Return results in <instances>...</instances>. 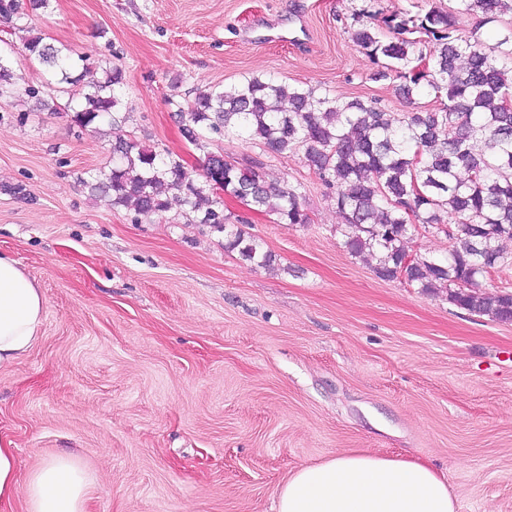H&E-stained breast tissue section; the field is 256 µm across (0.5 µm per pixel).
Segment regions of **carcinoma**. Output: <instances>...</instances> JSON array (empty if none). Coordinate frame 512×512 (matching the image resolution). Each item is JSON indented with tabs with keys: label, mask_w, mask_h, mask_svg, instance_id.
Returning <instances> with one entry per match:
<instances>
[{
	"label": "carcinoma",
	"mask_w": 512,
	"mask_h": 512,
	"mask_svg": "<svg viewBox=\"0 0 512 512\" xmlns=\"http://www.w3.org/2000/svg\"><path fill=\"white\" fill-rule=\"evenodd\" d=\"M52 0H0V22L14 23L48 11ZM457 7L434 6L410 16L394 11L382 24L354 29L352 40L378 65L375 78L393 72L403 80V98L425 88L445 93L447 103L431 112H390L376 99L317 97L310 90L272 77L252 76L226 91L219 85L198 91L187 106L177 105L183 136L204 151L202 174L183 159L162 155L131 138L125 123L123 71L102 66L101 77L83 83L90 57L62 53L41 35L25 39L29 55L48 67L60 83L76 87L65 104L71 124L87 129L106 121L112 127V167L90 184L112 197V206L131 208L135 219L175 207L192 221L224 234V249L259 267L272 253L231 222L220 199L202 207L217 182L224 193L278 216L280 223H311L300 186L270 184L262 164L231 162L207 150L206 133L242 136L268 154L300 149L343 218L336 226L352 256L376 259L384 280L402 279L470 314L512 322V292L488 291L482 280L512 264V26L495 43L460 28L458 15L481 17L488 25L512 16V0H455ZM424 36L427 51L412 56ZM448 238V256L434 258L410 248L419 230Z\"/></svg>",
	"instance_id": "obj_1"
}]
</instances>
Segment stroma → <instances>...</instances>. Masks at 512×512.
Segmentation results:
<instances>
[{"mask_svg":"<svg viewBox=\"0 0 512 512\" xmlns=\"http://www.w3.org/2000/svg\"><path fill=\"white\" fill-rule=\"evenodd\" d=\"M449 0H53L52 44L125 76L132 138L199 165L171 100L251 75L408 106L351 39L374 13ZM106 38H94L96 29ZM16 94L0 110V253L46 297L42 337L0 368V441L18 479L69 453L86 512H276L296 469L364 451L429 464L457 512H512V323L383 280L341 246L342 218L302 153L210 134L225 159L300 185L312 221L225 199L275 257L260 268L170 210L136 220L91 192L112 166L108 125L81 130L23 95L60 84L0 23ZM25 113L17 122V113ZM23 186L26 198L13 187Z\"/></svg>","mask_w":512,"mask_h":512,"instance_id":"stroma-1","label":"stroma"}]
</instances>
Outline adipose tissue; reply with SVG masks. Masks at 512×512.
<instances>
[{"mask_svg": "<svg viewBox=\"0 0 512 512\" xmlns=\"http://www.w3.org/2000/svg\"><path fill=\"white\" fill-rule=\"evenodd\" d=\"M46 300L11 257L0 254V367L26 355L40 338ZM86 476L59 454L19 481L13 448L0 445V512L24 498L26 512H85ZM277 512H456L448 481L426 463L342 453L299 468L279 491Z\"/></svg>", "mask_w": 512, "mask_h": 512, "instance_id": "obj_1", "label": "adipose tissue"}]
</instances>
